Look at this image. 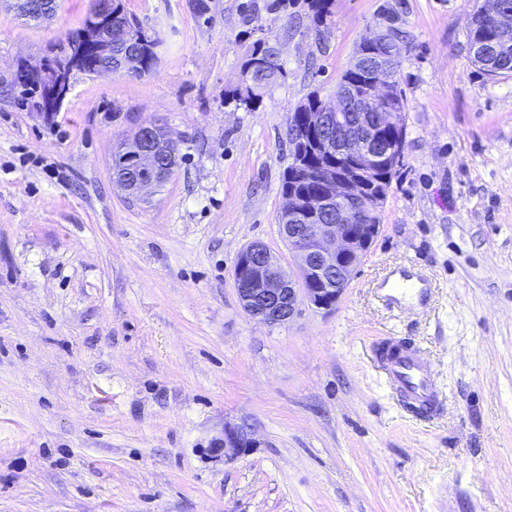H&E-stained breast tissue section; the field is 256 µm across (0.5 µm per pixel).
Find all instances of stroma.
Here are the masks:
<instances>
[{"mask_svg": "<svg viewBox=\"0 0 512 512\" xmlns=\"http://www.w3.org/2000/svg\"><path fill=\"white\" fill-rule=\"evenodd\" d=\"M126 0L159 41L142 75L76 74L53 114L18 71L58 54L90 0L39 23L0 8V512H512V77L467 49L484 0ZM405 46V147L380 231L335 307L283 324L242 309L239 251L279 232L289 118L333 100L363 37ZM260 38L286 78L228 101ZM173 174L134 199L113 151L145 122ZM430 302L385 307L395 271ZM424 348L445 388L423 423L371 362ZM255 446L214 455L224 428Z\"/></svg>", "mask_w": 512, "mask_h": 512, "instance_id": "obj_1", "label": "stroma"}]
</instances>
